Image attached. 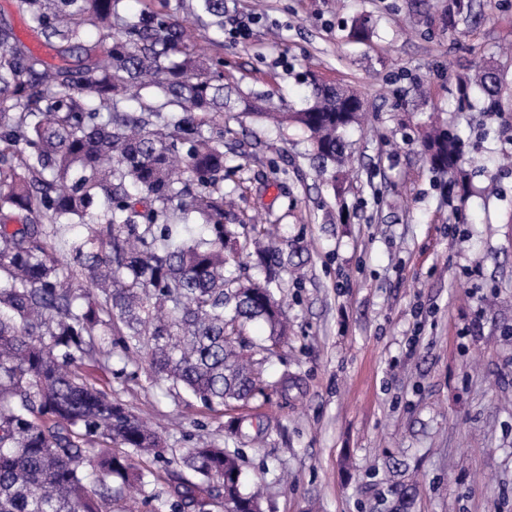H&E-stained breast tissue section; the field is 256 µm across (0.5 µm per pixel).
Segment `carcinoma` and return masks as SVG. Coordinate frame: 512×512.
Segmentation results:
<instances>
[{"label":"carcinoma","instance_id":"cac0c4a2","mask_svg":"<svg viewBox=\"0 0 512 512\" xmlns=\"http://www.w3.org/2000/svg\"><path fill=\"white\" fill-rule=\"evenodd\" d=\"M122 0H18L43 46L68 52L98 35L100 62L51 66L0 23V512H112L126 486L168 462L157 435L123 401L98 387L84 359L145 354L158 380L208 410L264 392L246 326L261 321L277 343L287 327L273 274L242 281L224 251H248L224 224V135L231 97L219 61L171 15L120 13ZM453 0L445 23L470 15ZM224 0L191 12L224 35ZM458 88L500 111L504 74L488 63ZM294 112L247 103L307 134L318 164L343 162L344 132L359 120L357 97L306 74ZM432 169L462 161L458 135L424 139ZM80 224L85 233L69 234ZM97 465L96 488L85 465ZM175 512H207L219 496L256 512L239 453L215 443L189 448L168 473Z\"/></svg>","mask_w":512,"mask_h":512}]
</instances>
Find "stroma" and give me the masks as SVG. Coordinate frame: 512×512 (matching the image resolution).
Returning a JSON list of instances; mask_svg holds the SVG:
<instances>
[{
	"mask_svg": "<svg viewBox=\"0 0 512 512\" xmlns=\"http://www.w3.org/2000/svg\"><path fill=\"white\" fill-rule=\"evenodd\" d=\"M448 0H226L212 46L189 9L173 18L223 63L245 97L298 109L314 72L363 101L351 154L320 175L304 132L225 113V222L237 237L276 227L288 334L256 355L264 393L238 412L269 422L263 440L232 432L238 412L201 408L156 380L142 356L114 349L103 389L148 417L167 456L215 443L239 449L264 512H512V153L507 111L455 109L456 82L489 61L512 75V7L473 0L457 33ZM368 40H350L356 19ZM463 139L471 191L448 204V179L421 146L426 124ZM290 376L287 391L276 381Z\"/></svg>",
	"mask_w": 512,
	"mask_h": 512,
	"instance_id": "obj_1",
	"label": "stroma"
}]
</instances>
